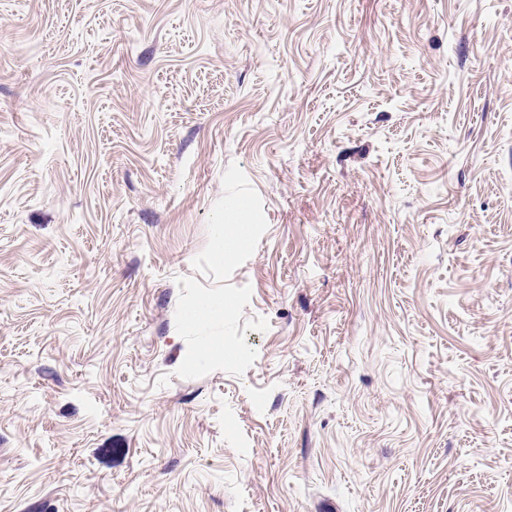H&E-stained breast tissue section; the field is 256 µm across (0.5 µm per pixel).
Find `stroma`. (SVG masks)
<instances>
[{"mask_svg":"<svg viewBox=\"0 0 512 512\" xmlns=\"http://www.w3.org/2000/svg\"><path fill=\"white\" fill-rule=\"evenodd\" d=\"M0 512H512V0H0Z\"/></svg>","mask_w":512,"mask_h":512,"instance_id":"obj_1","label":"stroma"}]
</instances>
